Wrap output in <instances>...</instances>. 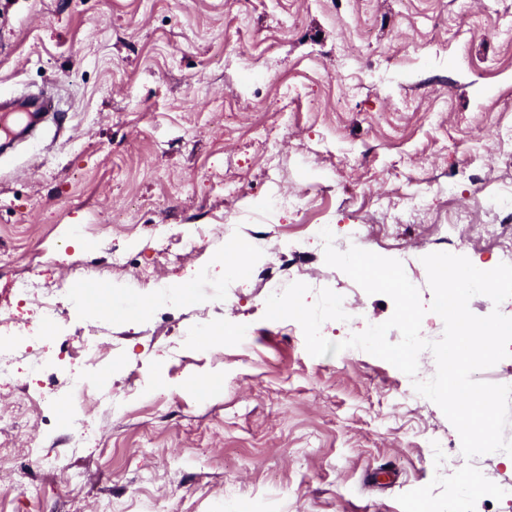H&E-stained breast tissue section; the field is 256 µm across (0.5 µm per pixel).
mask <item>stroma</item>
<instances>
[{
  "mask_svg": "<svg viewBox=\"0 0 512 512\" xmlns=\"http://www.w3.org/2000/svg\"><path fill=\"white\" fill-rule=\"evenodd\" d=\"M285 78L302 94L255 140ZM508 86L512 0H0V98L45 88L68 114L0 151V336L27 320L51 356L88 328L112 348L90 378L124 399L95 413L90 443L70 440L64 403L37 426L0 423L68 467L15 457L39 492L0 490V512H402L398 496L435 476L428 435L448 439L447 472L462 467L458 432L405 395L407 375L362 350L312 356L296 321L264 314L303 282L307 302L331 289L363 325L391 317L390 297L326 264L324 225L338 240L370 225L365 250L401 261L426 305L423 256L496 264L495 247L438 227L459 205L503 218L489 202L512 199ZM266 190L297 211L265 209ZM257 230L298 268L256 253L227 270ZM162 241L180 261L160 260ZM37 250L44 276L93 286L51 324L15 285Z\"/></svg>",
  "mask_w": 512,
  "mask_h": 512,
  "instance_id": "1",
  "label": "stroma"
}]
</instances>
